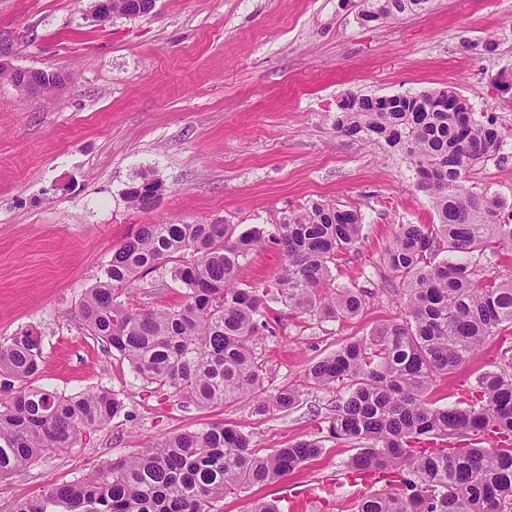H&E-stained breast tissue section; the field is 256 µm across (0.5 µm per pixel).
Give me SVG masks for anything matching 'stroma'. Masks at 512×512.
Masks as SVG:
<instances>
[{"instance_id":"1","label":"stroma","mask_w":512,"mask_h":512,"mask_svg":"<svg viewBox=\"0 0 512 512\" xmlns=\"http://www.w3.org/2000/svg\"><path fill=\"white\" fill-rule=\"evenodd\" d=\"M90 0H0V38L21 68L56 69L59 91L20 96L0 81V342L25 330L42 338L33 383L71 395L109 389L123 415L53 454L0 478V512L84 477L161 436L224 422L260 453L318 439L325 452L278 482L225 495L221 512L279 502L296 487L314 512H357L367 488L346 483L351 444L325 422L333 390L305 391L286 412L255 414L180 405L154 393L115 352L86 334L75 312L112 252L139 225L209 223L266 230L283 213L327 201L361 213L365 228L340 259L336 286L367 290L355 318L282 317L256 348L266 384L300 383L312 362L367 336L398 314L379 258L400 224L435 213L407 156L380 139L337 132L348 93L384 96L453 88L480 120L512 135V0H430L419 15L363 23L361 0H157L153 12L104 25ZM497 41L494 55L474 43ZM159 180L160 204L143 213L124 192ZM472 191L512 205V152L469 174ZM512 350V332L489 339L466 369L437 380L430 399L451 406L480 372Z\"/></svg>"}]
</instances>
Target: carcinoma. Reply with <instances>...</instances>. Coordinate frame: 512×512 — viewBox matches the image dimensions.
Returning a JSON list of instances; mask_svg holds the SVG:
<instances>
[{"mask_svg": "<svg viewBox=\"0 0 512 512\" xmlns=\"http://www.w3.org/2000/svg\"><path fill=\"white\" fill-rule=\"evenodd\" d=\"M428 3L363 0L360 19L394 20ZM339 109L338 132L375 136L410 157L417 188L435 211L433 224L398 225L383 251L398 280L397 316L310 364L301 385L264 387L255 346L280 325L269 302L323 321L366 307L365 291L337 288L333 275L363 237L362 215L313 201L284 213L268 237L219 221L141 224L86 291L76 318L155 391L200 408L246 400L258 414L288 411L304 388L338 389L326 417L330 437L355 443L351 473L386 481L358 512H512V357L480 373L458 405L428 400L438 378L512 329V275L481 265L488 250H512V211L503 214L499 193L466 186L470 170L498 153L505 136L452 89L405 94L389 106L357 94ZM139 187L128 186L126 199L150 213ZM268 242L281 256L277 274L240 287L244 261ZM444 252L466 259H438ZM160 268L184 290L179 304L142 309L122 299L140 275ZM41 358L40 338L27 330L0 343V478L79 447L124 409L107 389L66 396L30 386ZM462 435L471 437L462 449L435 443ZM322 454L319 442L304 440L261 455L237 427L214 423L161 437L17 503L14 512H217L224 495L278 481Z\"/></svg>", "mask_w": 512, "mask_h": 512, "instance_id": "cac0c4a2", "label": "carcinoma"}]
</instances>
